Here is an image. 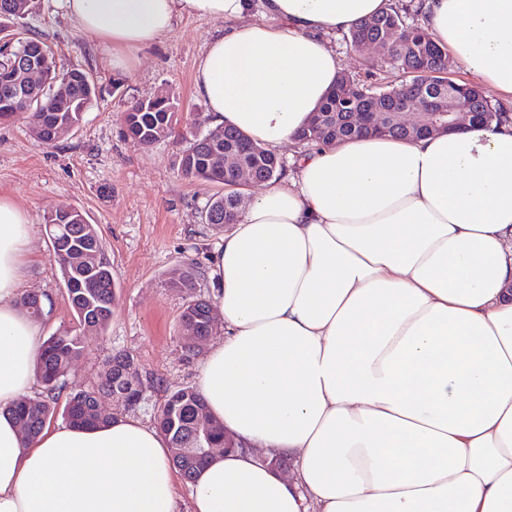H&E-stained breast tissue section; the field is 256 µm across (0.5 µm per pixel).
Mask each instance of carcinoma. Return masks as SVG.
<instances>
[{
    "label": "carcinoma",
    "mask_w": 512,
    "mask_h": 512,
    "mask_svg": "<svg viewBox=\"0 0 512 512\" xmlns=\"http://www.w3.org/2000/svg\"><path fill=\"white\" fill-rule=\"evenodd\" d=\"M37 5L38 0H0V29L14 27L16 20L32 13ZM417 17L418 14L412 12L408 5L398 3L378 15L360 21L348 31L347 38L354 50L368 41L381 42L386 55L385 65L397 72L399 79L384 87L366 84L353 77L339 81L318 107V111L333 118L334 130L319 133L310 124L296 135L298 140L320 143L355 137L343 125L342 116L356 109L394 112L395 102L404 100L410 109L426 112L428 99L447 98L448 78L441 75L440 69L436 67L437 60L447 56V53L432 40L423 25L418 23ZM19 56L47 62L48 68L52 69L49 82L35 90L18 93L14 64ZM97 93V83L92 76L77 68L59 69L54 53L39 38L16 35L11 44L0 46V114L17 113L24 101L29 108L30 122L46 124L53 113L66 105L72 110L75 122L79 124L84 112L96 99ZM483 102L482 112L485 118L482 123L512 119V115L500 111L488 97H483ZM128 112L133 126L144 131V142L148 147L153 145V141L147 139L153 126H165L167 134L170 135L175 132L178 124L177 106L169 97L147 102L136 101L129 107ZM226 157L234 165H250L260 179L276 180L286 172V166L274 153L229 127L224 128V141L220 143L211 142L205 134L194 136L189 147L180 156V172L192 181L222 185ZM236 195L238 192L228 190L210 197L204 211L205 222H236L241 214L231 201ZM46 227L51 238L67 247V257L60 258L62 277L65 279L68 278V260L84 257L82 247L87 241L101 242L96 227L78 210L67 221L46 220ZM195 279L193 268L187 267L181 278L172 282V285L192 296L182 315L193 317L201 333L206 335L210 332L211 307L209 301L193 296ZM67 295L77 316L79 330L74 333L65 331L53 334L44 341L36 363L42 391L31 399V405L19 401L10 409L16 422L27 426L28 435L32 437L55 416L61 391L66 387L70 366L85 348L84 337L104 333L112 321V263L106 260L99 264L97 273L78 279V285L67 289ZM115 386L116 378L105 374L91 387L72 389L65 405L69 409L66 414L69 423L97 426L114 419V414L98 411L97 400L102 394L112 395V388ZM172 404L181 408L180 423L171 431L162 427L160 432L168 437L171 447L191 449L190 454L173 458L174 467L189 481L206 457L203 451L206 444L198 443L193 431L197 411L207 408V405L193 388L170 393L164 405Z\"/></svg>",
    "instance_id": "obj_1"
}]
</instances>
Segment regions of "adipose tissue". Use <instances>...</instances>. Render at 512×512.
Returning <instances> with one entry per match:
<instances>
[{
  "label": "adipose tissue",
  "instance_id": "1",
  "mask_svg": "<svg viewBox=\"0 0 512 512\" xmlns=\"http://www.w3.org/2000/svg\"><path fill=\"white\" fill-rule=\"evenodd\" d=\"M392 0H59L130 70L178 16L220 21L195 88L216 125L295 140L342 74L327 37ZM424 26L512 104V0H425ZM212 258L224 339L197 384L240 443L189 512H512V121L299 146ZM32 226L0 195V512H178L166 438L136 418L45 425L22 305ZM289 467L270 466L272 456Z\"/></svg>",
  "mask_w": 512,
  "mask_h": 512
}]
</instances>
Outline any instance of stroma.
Returning <instances> with one entry per match:
<instances>
[{"mask_svg": "<svg viewBox=\"0 0 512 512\" xmlns=\"http://www.w3.org/2000/svg\"><path fill=\"white\" fill-rule=\"evenodd\" d=\"M22 25L51 47L62 66L88 72L98 82L97 99L79 128L54 143L35 139L25 115L0 123V192L27 212L33 226L26 290L42 299L44 336L77 329L45 220L57 209L80 210L98 229L115 288L112 321L103 334L86 337L71 378L91 384L108 356L132 354L148 381L133 414L150 424L168 394L196 385L201 365L184 356L180 316L188 295L172 287L170 273L194 265L197 294L212 298V256L228 230L203 219L216 186L188 180L179 170L193 134L213 128L195 90V74L223 25L179 18L126 73L113 70L110 51L82 36L58 0H40ZM329 42L353 77L372 84L386 78L384 65L356 53L345 33ZM161 90L179 103V134L144 147L128 136L125 114L131 102Z\"/></svg>", "mask_w": 512, "mask_h": 512, "instance_id": "obj_1", "label": "stroma"}]
</instances>
